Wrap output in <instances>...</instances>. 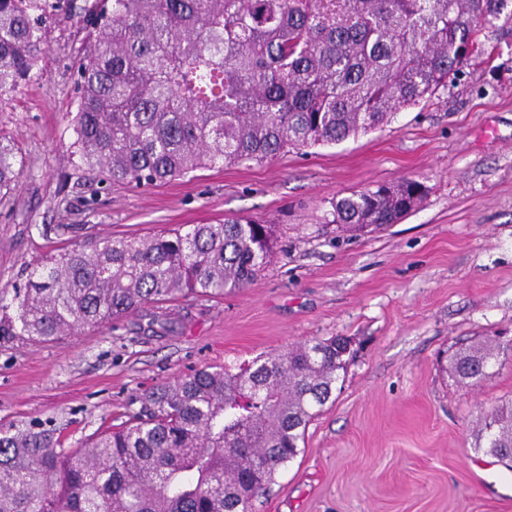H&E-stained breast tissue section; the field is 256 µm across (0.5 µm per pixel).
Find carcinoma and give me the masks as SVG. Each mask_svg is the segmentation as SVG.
Listing matches in <instances>:
<instances>
[{"mask_svg":"<svg viewBox=\"0 0 512 512\" xmlns=\"http://www.w3.org/2000/svg\"><path fill=\"white\" fill-rule=\"evenodd\" d=\"M58 13L86 19L72 148L88 170L135 187L380 127L447 85L458 48L512 30V0H0V102L36 66ZM22 167L0 134L1 198ZM385 188L338 200L336 221L395 224L425 191L414 179ZM273 247V225L235 218L65 249L36 263L24 287L0 289V345L240 290ZM509 351L512 339L481 336L449 369L477 387ZM348 355L337 336L234 373L199 369L147 392L140 412L74 452L31 432L0 437V512H252L302 452ZM476 448L512 468V404L479 416Z\"/></svg>","mask_w":512,"mask_h":512,"instance_id":"obj_1","label":"carcinoma"}]
</instances>
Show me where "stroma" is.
Masks as SVG:
<instances>
[{"instance_id":"1","label":"stroma","mask_w":512,"mask_h":512,"mask_svg":"<svg viewBox=\"0 0 512 512\" xmlns=\"http://www.w3.org/2000/svg\"><path fill=\"white\" fill-rule=\"evenodd\" d=\"M83 25L54 17L37 67L0 103V130L24 157L0 200V288L106 235L247 217L274 224L277 244L247 288L0 348V436L30 431L72 450L193 370L344 336L355 354L335 393L253 512H512V470L473 436L480 411L512 400V356L480 387L447 369L459 340L512 336V30L488 33L463 74L380 128L136 188L101 180L71 149ZM403 178L427 188L416 210L338 230L337 200Z\"/></svg>"}]
</instances>
